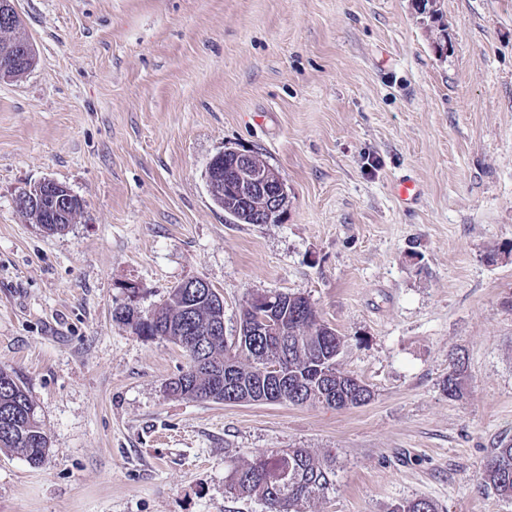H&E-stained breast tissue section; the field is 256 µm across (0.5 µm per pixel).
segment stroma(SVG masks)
I'll list each match as a JSON object with an SVG mask.
<instances>
[{
    "mask_svg": "<svg viewBox=\"0 0 512 512\" xmlns=\"http://www.w3.org/2000/svg\"><path fill=\"white\" fill-rule=\"evenodd\" d=\"M13 3L36 56L0 79V366L48 448H0V512H267L229 476L291 448L335 470L302 512H512L479 479L512 440V0ZM227 148L282 176L281 223L227 222ZM46 178L83 204L54 234L15 204ZM193 277L229 337L254 293L308 297L371 400L168 396L185 351L115 313Z\"/></svg>",
    "mask_w": 512,
    "mask_h": 512,
    "instance_id": "obj_1",
    "label": "stroma"
}]
</instances>
